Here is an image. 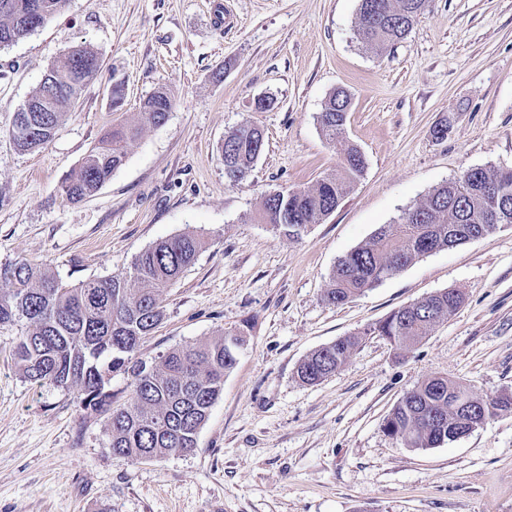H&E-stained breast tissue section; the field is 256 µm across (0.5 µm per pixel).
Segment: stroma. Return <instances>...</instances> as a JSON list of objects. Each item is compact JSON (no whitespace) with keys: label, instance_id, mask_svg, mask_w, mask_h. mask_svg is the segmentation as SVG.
<instances>
[{"label":"stroma","instance_id":"1","mask_svg":"<svg viewBox=\"0 0 512 512\" xmlns=\"http://www.w3.org/2000/svg\"><path fill=\"white\" fill-rule=\"evenodd\" d=\"M358 4L66 0L0 48V267L27 259L74 284L194 232L207 246L163 296L137 356L243 338L196 447L137 462L113 454L104 416L82 410L78 389L25 379L11 343L21 328L0 329V512H512V413L437 448L384 429L432 377L476 398L512 393V226L421 256L344 306L323 299L338 259L434 188L473 167L512 166V0H432L380 54L357 38ZM74 46L93 49L100 71L49 143L17 149L15 109ZM161 88L173 99L166 122L144 126L93 197L64 199L61 183L88 151ZM339 88L351 96L345 139L366 172L321 223L279 235L261 202L335 169L340 150L317 117ZM261 96L271 109L256 110ZM243 124L261 128L265 145L232 184L219 147ZM446 289L461 307L414 346L366 335ZM356 333L335 374L298 380L305 356Z\"/></svg>","mask_w":512,"mask_h":512}]
</instances>
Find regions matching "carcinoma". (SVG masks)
I'll return each mask as SVG.
<instances>
[{"instance_id":"1","label":"carcinoma","mask_w":512,"mask_h":512,"mask_svg":"<svg viewBox=\"0 0 512 512\" xmlns=\"http://www.w3.org/2000/svg\"><path fill=\"white\" fill-rule=\"evenodd\" d=\"M430 0H360L356 33L361 42L382 51L412 29ZM64 0H0V47L24 38L58 15ZM100 69L98 55L73 47L50 67L45 79L15 111L12 139L22 151L49 142L63 117L77 104L84 86ZM41 103L47 112H28ZM351 101L333 92L317 121L330 144L343 137ZM172 109L168 92L158 90L142 103L141 121L112 129L62 183L71 203L93 195L125 161L129 142L142 123L159 125ZM264 146L263 132L240 125L224 134L220 157L230 183L242 181ZM355 147L345 149L337 169L307 189L265 195L261 216L275 231L299 237L308 226L332 213L366 163ZM512 224V177L502 169L475 167L443 184L383 226L365 244L338 260L325 301L341 306L377 286L416 258L492 235ZM205 241L194 232L161 240L135 256L125 273L96 276L76 284L39 264L21 260L0 268V327L19 322L26 331L11 339L25 379L54 387H76L82 409L106 416L112 451L135 461L188 453L199 429L224 389V375L236 364L241 339L225 334L168 351L158 361L136 357L142 340L161 322V298L193 265ZM460 293L444 290L405 305L360 335L346 336L308 355L297 376L317 385L349 359L364 336H383L397 347H410L436 322L462 304ZM123 375L129 380L122 401L109 388ZM468 395L446 377L429 378L406 393L385 421L387 433L410 448H436L455 440L460 414L452 400ZM472 407H491L490 416L512 412V394L487 400L470 396Z\"/></svg>"}]
</instances>
